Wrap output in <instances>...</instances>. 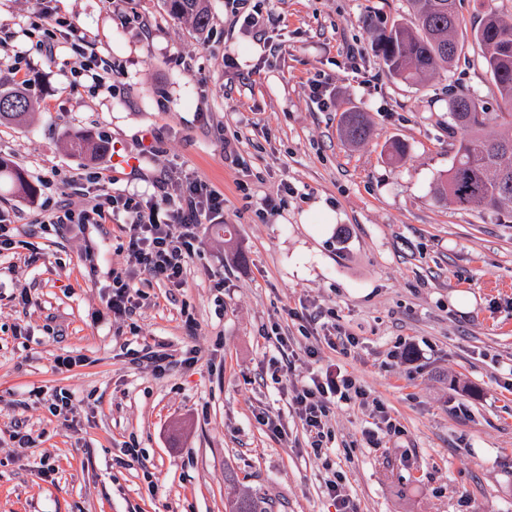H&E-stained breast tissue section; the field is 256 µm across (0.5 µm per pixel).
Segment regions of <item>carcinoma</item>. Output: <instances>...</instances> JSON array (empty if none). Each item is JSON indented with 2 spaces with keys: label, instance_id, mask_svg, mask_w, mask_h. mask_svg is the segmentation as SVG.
Wrapping results in <instances>:
<instances>
[{
  "label": "carcinoma",
  "instance_id": "obj_1",
  "mask_svg": "<svg viewBox=\"0 0 512 512\" xmlns=\"http://www.w3.org/2000/svg\"><path fill=\"white\" fill-rule=\"evenodd\" d=\"M411 20L375 30L373 51L388 73L410 85L448 70L463 44L458 38L461 16L458 0H408ZM166 11L191 21L202 34L210 23L206 0H163ZM471 36L482 51L487 72L498 91V111L490 112L485 102L472 93L448 95L452 125L466 132L458 141L448 176L439 179L434 196L463 210L512 209V136L489 138L488 126L495 122L512 127V15L488 10ZM34 102L19 91L0 90V123L21 125L34 112ZM341 135L361 143L370 126L361 112H347ZM70 151L93 159L104 150L101 141L89 135L69 139ZM10 180L15 192L32 196L35 187L19 172L0 163V178ZM225 512H272L269 500L257 493L239 495L224 504Z\"/></svg>",
  "mask_w": 512,
  "mask_h": 512
}]
</instances>
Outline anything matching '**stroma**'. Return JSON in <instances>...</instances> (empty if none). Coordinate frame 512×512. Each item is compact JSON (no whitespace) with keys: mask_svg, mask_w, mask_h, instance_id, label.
Segmentation results:
<instances>
[{"mask_svg":"<svg viewBox=\"0 0 512 512\" xmlns=\"http://www.w3.org/2000/svg\"><path fill=\"white\" fill-rule=\"evenodd\" d=\"M224 2L207 0L201 36L162 0H50L112 69L111 91L75 95L72 38L46 53L32 0H0V83L23 59L38 103L27 125H0V158L36 188L0 185V211L29 243L0 256V512H225L245 490L273 512H336L335 472L358 512H512V212L433 194L463 136L449 91L496 105L471 30L488 7L511 15L512 0H460L463 51L419 86L371 49L375 28L409 21L408 0H261L255 26ZM349 111L371 123L362 144L339 134ZM77 134L107 137V151L73 155ZM394 140L407 146L396 160ZM97 168L117 194L175 196L198 178L224 197L184 285L152 281L129 317L108 305L113 270L129 266L128 225L35 222L52 193L86 206L80 175ZM269 198L282 206L259 218ZM337 335L354 338L348 354ZM145 348L176 366L158 376L133 362ZM68 354L83 365L57 371ZM340 373L367 402L337 403L316 455L287 390ZM36 387L68 390L76 422L30 397ZM267 407L286 439L257 422ZM383 414L395 431L368 438ZM18 418L35 440L22 455ZM128 446L142 464L114 465Z\"/></svg>","mask_w":512,"mask_h":512,"instance_id":"1","label":"stroma"}]
</instances>
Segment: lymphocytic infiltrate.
Listing matches in <instances>:
<instances>
[{
	"mask_svg": "<svg viewBox=\"0 0 512 512\" xmlns=\"http://www.w3.org/2000/svg\"><path fill=\"white\" fill-rule=\"evenodd\" d=\"M91 187L88 205L73 211L63 200L42 203L37 221L84 230L89 224H102L125 214L130 235L124 245L131 268L112 274V295L108 301L114 313L130 314L138 304L132 294L137 282L159 279L179 287L194 252V242L204 224L224 219V199L202 180L187 185L178 196L163 195L142 199L134 194H112V172L102 169L86 177ZM364 391L349 376L339 380L310 379L293 384L288 400L302 421L313 453H321L328 437L327 417L336 402L363 400Z\"/></svg>",
	"mask_w": 512,
	"mask_h": 512,
	"instance_id": "f902f5d3",
	"label": "lymphocytic infiltrate"
}]
</instances>
